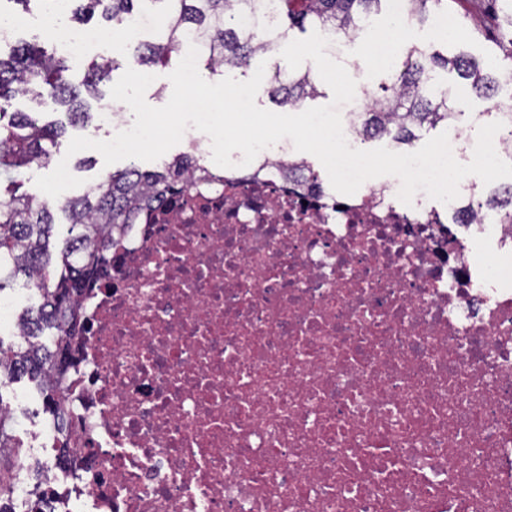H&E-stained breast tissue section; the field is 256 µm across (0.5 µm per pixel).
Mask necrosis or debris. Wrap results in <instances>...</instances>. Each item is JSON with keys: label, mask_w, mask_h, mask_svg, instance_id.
I'll use <instances>...</instances> for the list:
<instances>
[{"label": "necrosis or debris", "mask_w": 512, "mask_h": 512, "mask_svg": "<svg viewBox=\"0 0 512 512\" xmlns=\"http://www.w3.org/2000/svg\"><path fill=\"white\" fill-rule=\"evenodd\" d=\"M262 155L131 215L70 342L78 446L33 437L37 487L55 512H512V224L483 181L408 206Z\"/></svg>", "instance_id": "4bbe7bcc"}]
</instances>
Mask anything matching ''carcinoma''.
<instances>
[{
  "mask_svg": "<svg viewBox=\"0 0 512 512\" xmlns=\"http://www.w3.org/2000/svg\"><path fill=\"white\" fill-rule=\"evenodd\" d=\"M77 22L100 16L109 25L127 23L146 11H158L164 22L158 40L132 44V56L147 67L167 66L186 47H198L205 67L247 70L265 44L259 30L243 27L240 19L258 13L261 0H70ZM386 0H278L280 38L313 26L323 32L340 31L356 38L368 19L379 13ZM410 18L422 24L435 12L448 13V0H409ZM493 17L512 60V0H492ZM114 62L96 61L76 84L61 55L37 49L26 42L15 44L8 55L0 50V291L22 273L36 288L41 302L25 310L18 320L26 344L8 348L0 340V379L26 378L44 395L46 412L53 419L59 447L74 445L67 433L60 385L68 371L62 342L80 328L79 298L104 275L112 262V248L128 223L130 213L173 198L193 183L190 156L174 157L160 171L128 167L108 173L84 195L53 202L23 192V169L50 160L47 144L65 132L62 124L40 125L27 112L12 110L18 96L51 99L69 104L70 124L88 116L84 104L75 103L77 89L87 91L110 81ZM454 71L470 81L476 93L493 100L500 87L512 84V66L503 69L497 58L448 57L411 46L392 64L376 92V110L365 127H378L389 140L408 145L414 130L425 125L448 124L463 112L451 107V90L434 82L437 70ZM319 79L312 70L294 73L286 80L272 77V96L282 108L319 96ZM489 208L512 207V186L490 196ZM67 214L70 236L58 253L51 250L54 211ZM12 413L0 397V458L16 447L10 432ZM23 466L15 457L8 467L0 465V512H14V472Z\"/></svg>",
  "mask_w": 512,
  "mask_h": 512,
  "instance_id": "cac0c4a2",
  "label": "carcinoma"
}]
</instances>
